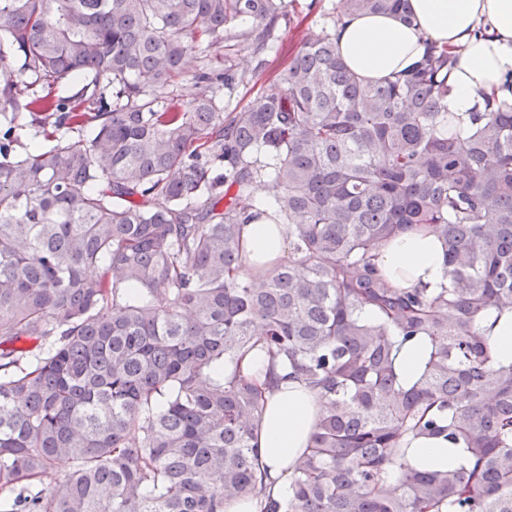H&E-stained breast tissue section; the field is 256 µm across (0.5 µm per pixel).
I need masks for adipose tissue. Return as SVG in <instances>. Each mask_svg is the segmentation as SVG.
<instances>
[{
    "instance_id": "obj_1",
    "label": "adipose tissue",
    "mask_w": 512,
    "mask_h": 512,
    "mask_svg": "<svg viewBox=\"0 0 512 512\" xmlns=\"http://www.w3.org/2000/svg\"><path fill=\"white\" fill-rule=\"evenodd\" d=\"M414 25L390 14L355 16L337 28L338 51L364 82L393 78L410 68L427 43L454 59L448 76V109L464 118L485 98L512 102V0H409ZM282 224L245 225L241 252L248 261L284 256ZM379 272L399 288L438 287L446 280L442 245L425 227L390 239L375 259ZM258 428L264 482L277 498L288 495L289 468L311 444L323 410L318 394L298 381L267 391Z\"/></svg>"
}]
</instances>
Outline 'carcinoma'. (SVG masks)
<instances>
[{"instance_id": "cac0c4a2", "label": "carcinoma", "mask_w": 512, "mask_h": 512, "mask_svg": "<svg viewBox=\"0 0 512 512\" xmlns=\"http://www.w3.org/2000/svg\"><path fill=\"white\" fill-rule=\"evenodd\" d=\"M376 13L412 23L408 0H338L226 112L242 77L207 51L262 56L285 0H0V512H224L262 492L255 427L294 379L324 410L262 512H512V361L489 335L512 317V103L458 135L433 45L358 80L335 29ZM189 72L202 91L159 103ZM264 217L288 257L248 267ZM422 224L448 281L396 288L374 259ZM259 343L262 387L239 366ZM406 436L464 462L425 470Z\"/></svg>"}]
</instances>
